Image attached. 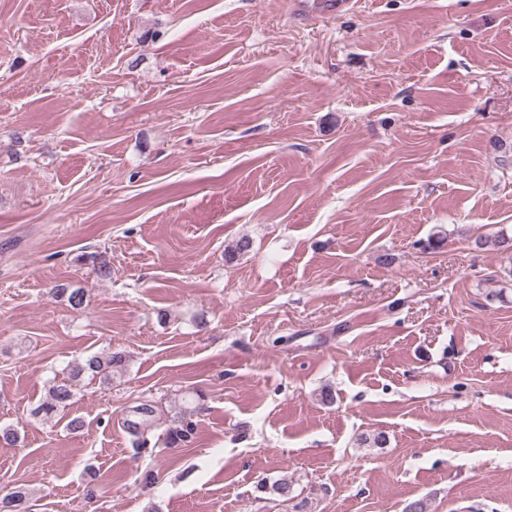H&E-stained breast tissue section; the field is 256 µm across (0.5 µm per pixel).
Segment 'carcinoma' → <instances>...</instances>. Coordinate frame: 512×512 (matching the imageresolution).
I'll use <instances>...</instances> for the list:
<instances>
[{"label": "carcinoma", "instance_id": "1", "mask_svg": "<svg viewBox=\"0 0 512 512\" xmlns=\"http://www.w3.org/2000/svg\"><path fill=\"white\" fill-rule=\"evenodd\" d=\"M126 369L125 355L112 351L96 352L85 355L81 361L69 370V374L53 377L50 380L46 396L41 403L31 410L34 417L49 420L69 406L75 396V381L82 376H89L102 384L112 383V376ZM30 493L23 488L11 492L0 499V512H29Z\"/></svg>", "mask_w": 512, "mask_h": 512}]
</instances>
